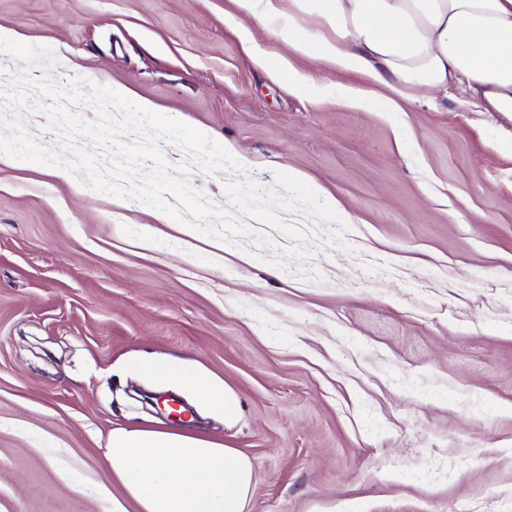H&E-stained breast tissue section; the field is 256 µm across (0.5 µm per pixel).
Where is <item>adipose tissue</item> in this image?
Masks as SVG:
<instances>
[{"label": "adipose tissue", "mask_w": 512, "mask_h": 512, "mask_svg": "<svg viewBox=\"0 0 512 512\" xmlns=\"http://www.w3.org/2000/svg\"><path fill=\"white\" fill-rule=\"evenodd\" d=\"M236 0L240 16L287 12L276 34L295 53L357 73L400 94L456 86L487 112L512 115V0ZM163 387L182 388L202 406L239 412V401L185 364H138ZM105 457L139 512H245L255 483L237 449L159 429H113Z\"/></svg>", "instance_id": "ef3b65f1"}]
</instances>
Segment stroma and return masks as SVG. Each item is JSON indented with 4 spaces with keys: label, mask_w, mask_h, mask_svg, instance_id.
Returning <instances> with one entry per match:
<instances>
[{
    "label": "stroma",
    "mask_w": 512,
    "mask_h": 512,
    "mask_svg": "<svg viewBox=\"0 0 512 512\" xmlns=\"http://www.w3.org/2000/svg\"><path fill=\"white\" fill-rule=\"evenodd\" d=\"M0 27V89L81 79L222 144L243 171L159 147L250 230L0 163V512H138L105 459L119 427L246 454V512H512L511 116L301 58L234 0H0ZM0 117L64 153L42 113ZM146 355L228 386L238 417L143 408Z\"/></svg>",
    "instance_id": "35a3bbf8"
}]
</instances>
